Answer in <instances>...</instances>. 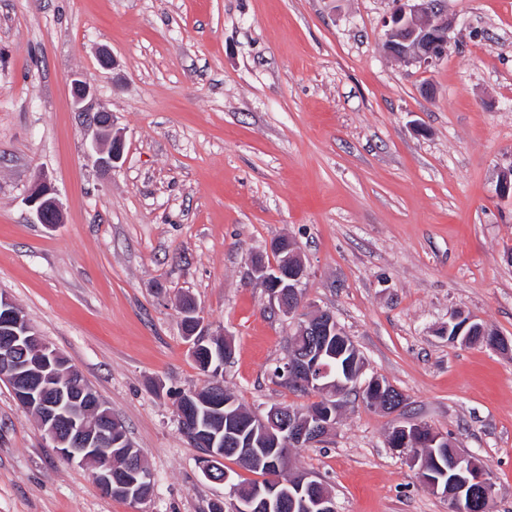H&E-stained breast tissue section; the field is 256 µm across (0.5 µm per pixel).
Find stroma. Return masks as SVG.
<instances>
[{
	"mask_svg": "<svg viewBox=\"0 0 512 512\" xmlns=\"http://www.w3.org/2000/svg\"><path fill=\"white\" fill-rule=\"evenodd\" d=\"M395 0H0V295L70 361L151 470L150 496L104 494L0 382V512H232L253 474L214 483L181 433L203 385L191 298L230 337L224 386L249 411L310 399L276 384L295 318L249 278L296 242L308 309L331 312L366 373L476 457L512 512V347L450 341L455 312L512 344V0H444L448 52L421 70L384 46ZM114 60L102 68L98 54ZM125 140L100 170L73 73ZM46 174L55 228L26 203ZM163 391H156V384ZM398 419L348 403L325 443L290 451L336 512H449L405 455Z\"/></svg>",
	"mask_w": 512,
	"mask_h": 512,
	"instance_id": "1",
	"label": "stroma"
}]
</instances>
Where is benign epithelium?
Masks as SVG:
<instances>
[{
    "label": "benign epithelium",
    "instance_id": "1",
    "mask_svg": "<svg viewBox=\"0 0 512 512\" xmlns=\"http://www.w3.org/2000/svg\"><path fill=\"white\" fill-rule=\"evenodd\" d=\"M402 2L404 6L385 20L389 52L408 65L427 69L447 54L454 20L443 9L442 0ZM71 93L73 111L82 115L86 126L93 131L91 147L97 155V165L104 170L112 169L124 153V138L113 129L112 112L95 104L93 88L78 74L73 76ZM27 203L36 223L48 227L62 223L61 203L46 178L34 186ZM269 250L277 255L276 261L267 263L260 256L254 257L250 278L264 288L271 308L288 317L300 315L296 335L308 342L306 349L281 363L279 380L285 385L298 382L319 390L325 397V405L306 416L282 405L274 406L264 414L252 415L245 426L235 417L233 401L214 396L207 407L228 410L224 414V428L212 432L197 413L193 429L202 437L200 471L206 480L216 483L229 478L228 473L217 468V460L226 450L247 465L274 469L281 457L267 453L266 448H302L318 445L333 436L339 422L337 406L342 389L353 386L369 396L392 395V388L384 386L379 378L364 377L362 362L346 382L330 377V370L324 364L327 342L332 336L343 339L345 333L328 311L302 312V288L308 271L297 244L283 237L271 242ZM182 312L184 319L194 325L193 336L208 335L195 306L185 305ZM450 322L455 324L453 341L470 343L477 329L475 319L457 312ZM0 334L16 349L31 348V358H9L0 365V381H6L18 402L35 415L40 430L57 452L81 466L103 458L104 463L92 472L99 488L109 495L120 494L131 502L140 501L149 480L148 473L134 462L123 468L112 465V448L131 447L121 422L110 411L101 420L91 416V408L103 409L105 404L77 372L65 369L64 356L41 340L22 311L3 296H0ZM395 429L404 431L406 437L389 442V447L405 454L417 467L422 484L431 492L447 497L454 512L464 510L463 500L468 490L489 495L488 478L468 454L460 451L454 455L450 464L453 477L443 483L431 476L420 456L408 452L409 432L424 434L427 444L433 448L444 447L448 437L421 422L403 421ZM235 495L236 512H336L331 496L316 491L315 483L306 475H290L285 479L273 476L245 490L238 486Z\"/></svg>",
    "mask_w": 512,
    "mask_h": 512
}]
</instances>
